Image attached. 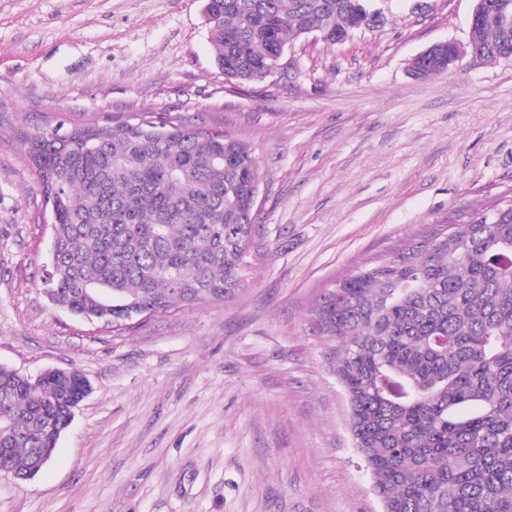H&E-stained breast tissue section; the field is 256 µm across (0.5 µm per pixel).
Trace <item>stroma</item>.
I'll return each mask as SVG.
<instances>
[{"label":"stroma","instance_id":"35a3bbf8","mask_svg":"<svg viewBox=\"0 0 512 512\" xmlns=\"http://www.w3.org/2000/svg\"><path fill=\"white\" fill-rule=\"evenodd\" d=\"M474 6L380 0L379 25L292 39L272 74L240 83L203 0H0V365L76 367L92 386L40 473L0 472V512H381L309 309L512 197V61L410 70L466 43ZM145 112L248 142L259 227L236 298L115 330L42 292L51 207L23 140Z\"/></svg>","mask_w":512,"mask_h":512}]
</instances>
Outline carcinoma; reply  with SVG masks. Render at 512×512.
Wrapping results in <instances>:
<instances>
[{"instance_id":"carcinoma-1","label":"carcinoma","mask_w":512,"mask_h":512,"mask_svg":"<svg viewBox=\"0 0 512 512\" xmlns=\"http://www.w3.org/2000/svg\"><path fill=\"white\" fill-rule=\"evenodd\" d=\"M476 50L512 60V0H484ZM362 0H205L224 75L250 82L319 22L353 33ZM26 152L52 205L41 285L91 323L235 298L261 180L248 143L167 116L42 130ZM365 266L316 298L314 331L351 410L382 512H512V203ZM82 381L0 368V468L32 466Z\"/></svg>"}]
</instances>
